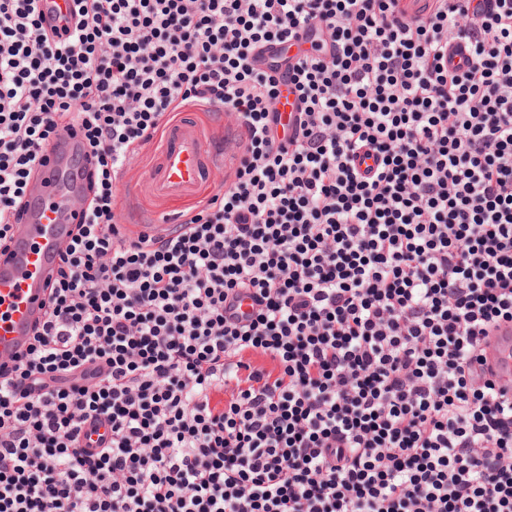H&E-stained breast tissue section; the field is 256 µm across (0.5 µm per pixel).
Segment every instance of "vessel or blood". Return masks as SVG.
<instances>
[{
  "label": "vessel or blood",
  "mask_w": 512,
  "mask_h": 512,
  "mask_svg": "<svg viewBox=\"0 0 512 512\" xmlns=\"http://www.w3.org/2000/svg\"><path fill=\"white\" fill-rule=\"evenodd\" d=\"M40 11L44 28L50 30L60 26L61 16H72L74 5L72 0H41ZM232 149V140H217L191 115L178 114L161 135L157 164L143 176L123 180L119 207L137 215L136 223L125 225V234L161 233L178 223L174 213L139 211L140 200H205L218 187L215 174L229 169ZM80 152V140L70 133L57 138L38 168L23 221L14 227L11 255L0 260V364L28 348L34 326L43 318L59 254L86 210ZM485 360L498 384L512 393V332L490 338Z\"/></svg>",
  "instance_id": "obj_1"
}]
</instances>
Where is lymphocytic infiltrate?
I'll list each match as a JSON object with an SVG mask.
<instances>
[{"mask_svg": "<svg viewBox=\"0 0 512 512\" xmlns=\"http://www.w3.org/2000/svg\"><path fill=\"white\" fill-rule=\"evenodd\" d=\"M37 2L0 0V254L61 131L92 166L0 368V512H512L476 375L512 324V0H74L63 40ZM186 105L240 129L230 177L128 239L120 174Z\"/></svg>", "mask_w": 512, "mask_h": 512, "instance_id": "obj_1", "label": "lymphocytic infiltrate"}]
</instances>
